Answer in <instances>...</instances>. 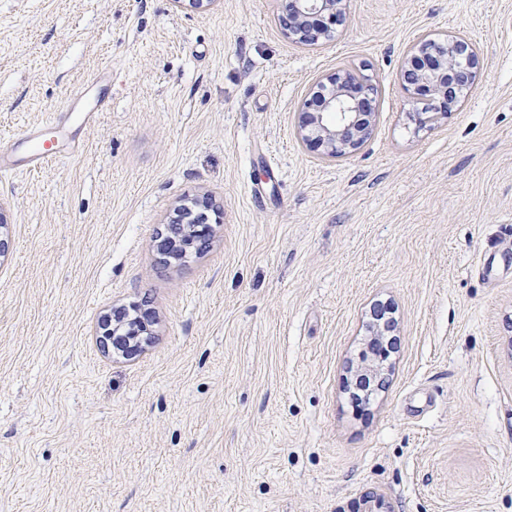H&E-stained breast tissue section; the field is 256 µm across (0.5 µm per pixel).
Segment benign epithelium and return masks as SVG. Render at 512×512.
I'll return each instance as SVG.
<instances>
[{"label": "benign epithelium", "instance_id": "benign-epithelium-1", "mask_svg": "<svg viewBox=\"0 0 512 512\" xmlns=\"http://www.w3.org/2000/svg\"><path fill=\"white\" fill-rule=\"evenodd\" d=\"M343 0H288L284 29L289 38L314 45L332 41L337 27L345 20ZM328 14V26L316 28L312 19ZM479 56L473 42L465 37L422 38L404 63L402 87L411 99L419 95L439 101L424 108V113L445 114L475 90ZM319 109L311 107L315 98L305 99L301 107L299 135L306 145L323 147L322 155L343 158L358 150L373 132V103L378 86L367 75L351 72L336 74L320 85ZM124 333L125 352L140 349L139 326Z\"/></svg>", "mask_w": 512, "mask_h": 512}]
</instances>
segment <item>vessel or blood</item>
<instances>
[{"instance_id": "1", "label": "vessel or blood", "mask_w": 512, "mask_h": 512, "mask_svg": "<svg viewBox=\"0 0 512 512\" xmlns=\"http://www.w3.org/2000/svg\"><path fill=\"white\" fill-rule=\"evenodd\" d=\"M112 81L111 65H103L94 75L76 86L65 104L52 112L43 122L31 126L26 133L28 146L22 158L4 154L0 156V169L24 168L36 170L64 157H73L82 150L76 139L75 128L95 121L99 112L105 111L104 100L89 101V93L100 84Z\"/></svg>"}]
</instances>
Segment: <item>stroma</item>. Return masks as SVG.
<instances>
[{
	"label": "stroma",
	"mask_w": 512,
	"mask_h": 512,
	"mask_svg": "<svg viewBox=\"0 0 512 512\" xmlns=\"http://www.w3.org/2000/svg\"><path fill=\"white\" fill-rule=\"evenodd\" d=\"M286 4L0 0V151L112 66L80 158L0 174V512H512V0H345L319 47ZM427 34L480 73L422 128L399 72ZM354 69L374 131L328 161L300 108ZM204 193L208 246L163 262ZM142 301L145 349L104 351Z\"/></svg>",
	"instance_id": "stroma-1"
}]
</instances>
